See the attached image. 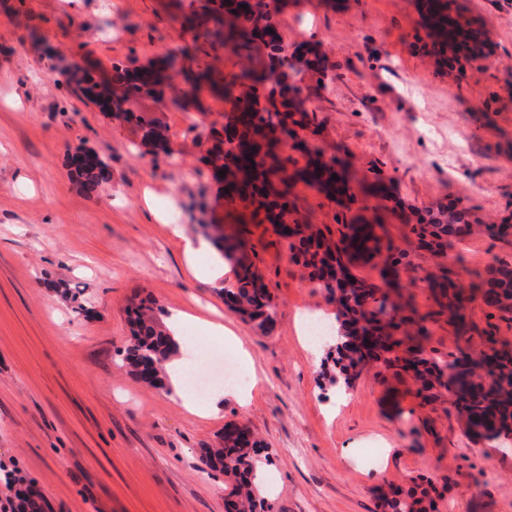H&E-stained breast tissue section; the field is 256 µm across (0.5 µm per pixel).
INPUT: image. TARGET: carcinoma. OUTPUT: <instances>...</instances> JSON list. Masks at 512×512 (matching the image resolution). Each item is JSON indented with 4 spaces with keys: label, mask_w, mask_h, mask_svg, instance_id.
<instances>
[{
    "label": "carcinoma",
    "mask_w": 512,
    "mask_h": 512,
    "mask_svg": "<svg viewBox=\"0 0 512 512\" xmlns=\"http://www.w3.org/2000/svg\"><path fill=\"white\" fill-rule=\"evenodd\" d=\"M275 4L266 12L244 9L232 0H210L198 16L194 32L197 38H214L224 49L240 56L239 71L227 78L212 68L194 66L196 59L185 53L166 60L167 68L182 75L189 86L186 98L195 101L205 85L232 102V111L226 117L223 132L215 137V144L205 161L224 171L228 192L224 200L250 211L256 224H271L276 233L289 241V250L311 269V279L328 295H333L331 280L338 281L341 296L336 300V375L330 382L340 391L353 387L363 369L371 362H379L387 369L410 375L418 384V396L429 402L448 403L464 419L466 430L476 438L498 439L512 437V356L504 350L490 357L485 348L497 345L493 330H484L480 336L481 348L471 356L463 352L437 356L428 353L424 341L428 338L425 322L432 314L420 316L416 311L405 313L398 303L393 314L384 316L371 304L385 298L382 287H391L399 278L400 269L408 264L407 253L389 244L381 247L367 226L342 224L340 237L334 241L321 230L301 221L298 210L290 199L292 187L302 182L327 198L343 202L354 201L345 171L337 160H325L319 153H310L306 143L292 146L287 153L279 150L283 139H295L299 132L316 124V111L306 107L302 89L282 87L270 94L265 105L258 104V94L264 83L280 66L278 56L282 35ZM422 22L430 31L443 33L448 26V0H433V5L420 13ZM165 75L146 69L113 66L111 82L104 84L86 78L89 87L84 95L95 102L107 97L112 87L119 86L121 102L143 94L155 93ZM144 143L153 149L162 148L172 158L174 152L165 148L166 137L157 124L148 126ZM304 156L299 163L294 153ZM109 164L102 158L73 172L80 184L95 190L110 182ZM337 178H332V175ZM467 228L442 224L430 217L428 224L411 228L419 247L440 253L450 246L448 237H460ZM386 250L381 278L384 286L357 278L351 271L358 254L379 253ZM439 294L448 296L447 306L440 313H448L457 332L466 335L474 330L468 315L469 298L463 288L448 278L436 283ZM224 304L247 321L264 325L272 321L271 296L253 265L243 264L237 274L234 288L221 289ZM483 293L486 307L504 315L512 314V265L500 262L491 268L489 278L471 284V294ZM153 307L141 301L128 309L131 325V344L126 350L130 372L141 376L150 373L149 384H162L165 363L177 353L178 346L171 340L163 325L152 315ZM246 431L240 428L224 429L222 446L208 448L203 456L205 465L219 470L233 480L225 512H265V501L257 494L256 476L260 442L241 443ZM384 507L390 512H430L433 503L410 491L383 497Z\"/></svg>",
    "instance_id": "1"
}]
</instances>
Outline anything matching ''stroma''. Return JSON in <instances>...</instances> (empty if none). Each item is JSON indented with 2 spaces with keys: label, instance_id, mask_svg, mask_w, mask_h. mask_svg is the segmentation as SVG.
Wrapping results in <instances>:
<instances>
[{
  "label": "stroma",
  "instance_id": "35a3bbf8",
  "mask_svg": "<svg viewBox=\"0 0 512 512\" xmlns=\"http://www.w3.org/2000/svg\"><path fill=\"white\" fill-rule=\"evenodd\" d=\"M459 2L491 62L449 74L411 52L415 0H285L277 17L288 45L325 59L302 82L320 125L307 144L343 159L360 195L346 209L299 183L297 209L333 231L350 212L407 250L401 283L422 314L439 308L431 281L448 273L467 287L496 260L512 263V242L487 230L512 224V0ZM189 12L190 0H0V469L33 483L48 512H225L230 483L201 451L240 424L270 458L261 495L271 512H382L383 490L415 484L435 512H512V450L468 436L446 405L421 403L412 377L374 363L346 395L331 384L329 345L310 350L296 316L333 313L335 301L271 225L225 205L203 161L224 99L204 89L187 101L173 72L163 95L129 100L116 119L69 81L74 64L98 78L184 51L238 71L222 44L185 38ZM152 122L182 166L147 153ZM81 147L112 168L93 194L67 166ZM148 194L180 235L149 211ZM453 205L468 209L469 232L443 254L418 248L417 213ZM237 230L273 297L262 328L221 295L237 268L211 242ZM189 240L208 241L196 260L220 267L218 278L189 272ZM146 298L162 322L174 310L219 314L239 343L184 330L233 354L248 348V405L227 395L200 417L128 373L125 309Z\"/></svg>",
  "mask_w": 512,
  "mask_h": 512
}]
</instances>
